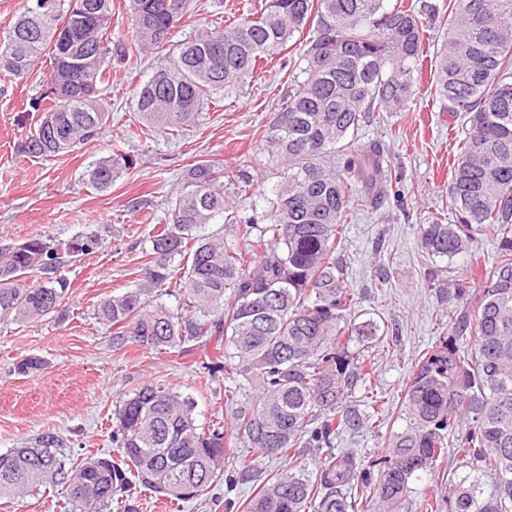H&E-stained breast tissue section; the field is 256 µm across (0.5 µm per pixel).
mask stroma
Masks as SVG:
<instances>
[{"label":"stroma","mask_w":512,"mask_h":512,"mask_svg":"<svg viewBox=\"0 0 512 512\" xmlns=\"http://www.w3.org/2000/svg\"><path fill=\"white\" fill-rule=\"evenodd\" d=\"M259 0H192L165 51L142 60L113 63L103 101L112 122L98 142L45 160L27 156L26 137L40 112L35 103L46 91L41 56L23 77L0 73V243L50 236L60 242L99 236L95 252L65 269L71 287L63 300L64 319L30 324L0 320V451L16 448L37 434L55 431L83 456L111 451L118 397L133 394L143 383L173 384L195 404L197 423L224 420V377L211 376L203 362L217 355L215 342L192 355L129 347L112 348L111 329L94 310L112 291L134 285L139 258L146 248L148 226L130 200H149L155 222H163L173 191L187 165L208 159L234 167L250 158L253 181L241 211L265 221L264 195L281 182L280 168L262 149L261 132L293 87L291 69L299 40L263 67L237 93L205 106L194 123L169 135L147 127L135 110L138 85L153 69L167 64L181 41L216 22L230 23ZM423 77L407 111L391 113L384 125L362 127L357 138L381 140L402 181L374 209L357 211L347 226L342 255L349 266L348 287L358 313L382 317L392 327L372 348L373 380L391 404H399L416 354L448 334V299L425 271L435 266L417 246V231L431 215L448 209V164L459 120L440 111ZM129 158L111 188L95 192L83 175L96 160L110 155ZM29 356L45 360L43 370L23 376L16 362ZM252 486L214 490V500L183 503L135 494V512H224L225 499L245 501ZM65 492L46 487L37 494L0 499V512H68Z\"/></svg>","instance_id":"35a3bbf8"}]
</instances>
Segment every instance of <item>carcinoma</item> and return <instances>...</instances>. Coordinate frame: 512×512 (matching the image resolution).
<instances>
[{
	"mask_svg": "<svg viewBox=\"0 0 512 512\" xmlns=\"http://www.w3.org/2000/svg\"><path fill=\"white\" fill-rule=\"evenodd\" d=\"M190 0H131L132 42L112 41V0H51L24 11L0 42L28 72L51 45L45 82L81 69L84 91L52 96L45 111L64 141L27 137L25 153L54 157L99 140L111 111L101 90L112 61L164 49ZM442 44L434 55L433 97L463 119L448 179L451 217L419 226L421 251L474 258L479 241L497 244L494 267L474 288L428 277L448 289V337L420 352L405 383L385 455L365 465L336 448L343 435L376 432L385 402L371 383L368 345L389 332L355 322L353 293L339 247L357 208L372 207L399 180L380 141L355 133L402 112L414 95L424 55L415 5L404 0H261L253 17L199 30L140 85L136 111L158 130L180 132L213 96L253 76L263 59L313 27L294 88L262 138L285 167L257 224L229 201L247 192L250 160L232 170L198 160L185 170L164 224H154L134 287L103 298L95 315L112 327V348L188 354L224 341L211 374L224 373L231 419L196 424L194 404L174 387L149 382L115 403L112 446L119 459L78 460L67 440L43 432L0 453V498L45 485L65 488L72 512H106L137 486L188 501L224 483L261 481L262 459L288 469L262 481L244 512H403L421 475L448 453L468 468L448 490L420 500V512H512V0H457L435 15ZM68 33L67 51L56 41ZM119 160L98 159L86 187L106 191ZM222 220L233 240L205 227ZM98 238L71 243L41 236L0 245V319H62L61 269ZM179 309L159 302L173 281ZM254 455L237 466V449ZM320 465L310 468V460ZM492 489L484 493L483 479Z\"/></svg>",
	"mask_w": 512,
	"mask_h": 512,
	"instance_id": "1",
	"label": "carcinoma"
}]
</instances>
